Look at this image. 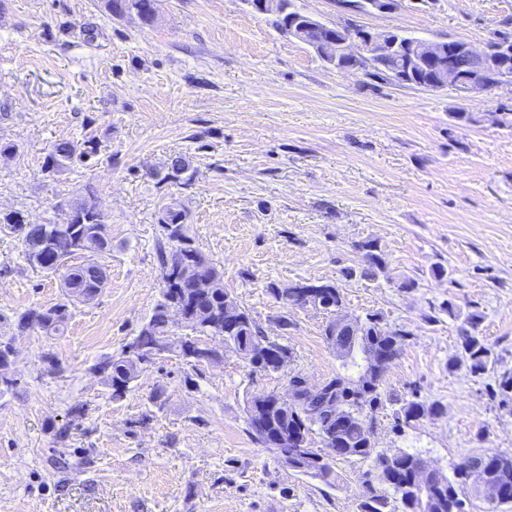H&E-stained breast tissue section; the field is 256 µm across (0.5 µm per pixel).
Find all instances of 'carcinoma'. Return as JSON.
Returning <instances> with one entry per match:
<instances>
[{"label": "carcinoma", "instance_id": "cac0c4a2", "mask_svg": "<svg viewBox=\"0 0 512 512\" xmlns=\"http://www.w3.org/2000/svg\"><path fill=\"white\" fill-rule=\"evenodd\" d=\"M105 8L120 17L134 14L149 24L156 14V0H105ZM99 148V141L94 137L58 140L44 159L43 171L61 175L69 171L75 162L97 154ZM153 176L161 182L180 185H187L193 179L190 163L181 156L171 160L165 173L155 172ZM0 224H7L18 233L28 264L47 273L70 259L73 252H78L80 262L68 266L66 281L62 282L64 299L49 307L25 312L17 318V327L21 331L36 328L48 336L64 333L71 305L77 302L87 304L97 297L95 281L105 271L97 257L112 252L107 220L97 209L94 195L58 210V218L46 224H27L18 212L0 213ZM157 224L162 232L156 249L162 288L151 316L133 339L140 354L130 356L124 351L119 356L104 357L91 366L110 388L114 401L122 400L130 385L140 377L143 357L166 352L196 369L198 364L193 362L190 354L199 349L205 337L214 334L229 337L235 349L246 357L250 356L257 341L266 338L251 313L224 288L223 268L207 259L187 234V213L165 204L159 209ZM357 248L363 253L362 276L370 278L385 272L388 266L386 255L376 241L365 240L357 244ZM203 282L209 284L205 291L192 288V285ZM317 287L321 290L325 312L330 314L337 305L344 303L341 288L336 283L321 282ZM170 310H177L184 316L182 323L190 334L175 336L171 333ZM365 321L363 338L348 352L351 367L356 372H338L328 378V386L334 388V394L345 400L352 388L365 383L362 370L366 351L375 349L394 359L408 336L404 329L385 323L379 313L366 314ZM479 321V315H469L465 321L467 328L461 334V358L471 373L477 375L487 372L491 365V351L476 331ZM387 402L392 403L394 399L387 396L384 376L381 375L377 383L365 391L359 414L369 413L374 417ZM440 412V406H427L415 397L394 410V420L398 427L407 426L428 413ZM272 424L285 429L292 426L309 442L319 432L334 426L326 417L313 422L293 413L273 416ZM339 439L341 445L336 449V459H371V468L363 474L366 493L359 504L360 512H465L461 503L468 474L462 468L457 467L452 475L436 481L429 494L421 497L413 490L418 456L403 453L397 471L399 481L394 485L383 478L390 471L388 461L373 454V449L363 447L358 414L348 417L339 432ZM470 460L481 466L489 480L502 489L504 498L495 506H511L512 454L480 453L470 456Z\"/></svg>", "mask_w": 512, "mask_h": 512}]
</instances>
